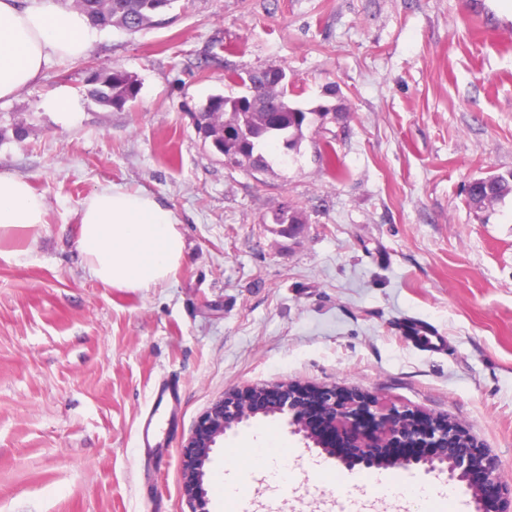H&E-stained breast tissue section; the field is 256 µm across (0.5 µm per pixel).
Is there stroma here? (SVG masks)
<instances>
[{
  "label": "stroma",
  "instance_id": "35a3bbf8",
  "mask_svg": "<svg viewBox=\"0 0 512 512\" xmlns=\"http://www.w3.org/2000/svg\"><path fill=\"white\" fill-rule=\"evenodd\" d=\"M141 83L131 109L87 95L90 67ZM284 68L312 118L270 168L228 166L192 114L242 95L229 72ZM336 95H329V88ZM64 95L75 109H50ZM331 141L345 174L323 166ZM512 171V0H176L168 24L103 29L78 61L0 100V172L46 198L21 261L0 260V512H189L180 448L226 393L289 382L351 388L467 428L512 482V199L477 210L469 183ZM145 191L185 237L176 274L108 288L77 248L99 185ZM307 219L290 238L279 205ZM414 317L450 341L402 339ZM176 384L165 445L142 456L154 386ZM270 437L288 483L260 472L226 499L217 472ZM209 512H409L404 489L359 491L280 418L218 441Z\"/></svg>",
  "mask_w": 512,
  "mask_h": 512
}]
</instances>
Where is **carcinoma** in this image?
Here are the masks:
<instances>
[{
  "mask_svg": "<svg viewBox=\"0 0 512 512\" xmlns=\"http://www.w3.org/2000/svg\"><path fill=\"white\" fill-rule=\"evenodd\" d=\"M175 0H72V6L86 13L100 28L117 27L136 32L169 22L166 15ZM286 73L279 67L234 73L233 82L248 89L240 97L212 96L198 113L197 127L227 156L239 158L238 165L265 170L269 167L261 148L280 142L296 151L304 138L307 112L294 106L284 83ZM88 94L99 105L116 110L134 101L140 84L131 74L97 67L88 79ZM327 168L342 175V163L330 143L319 151ZM482 189L471 195L473 205L483 208L512 196V172L491 173L481 181ZM273 216L290 224H304L306 218L294 206H279Z\"/></svg>",
  "mask_w": 512,
  "mask_h": 512,
  "instance_id": "carcinoma-1",
  "label": "carcinoma"
}]
</instances>
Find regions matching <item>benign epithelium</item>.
Wrapping results in <instances>:
<instances>
[{
    "label": "benign epithelium",
    "instance_id": "1",
    "mask_svg": "<svg viewBox=\"0 0 512 512\" xmlns=\"http://www.w3.org/2000/svg\"><path fill=\"white\" fill-rule=\"evenodd\" d=\"M279 416L291 433L302 436L349 471L386 465L421 466L427 474L448 473L471 489L478 512H512V485L496 472L486 449L466 429L448 419L409 409H384L361 392L302 383L255 386L227 393L198 419L181 449L182 495L190 512H206L205 465L219 438L258 416ZM430 449L399 453L383 460L376 449L398 448L408 439ZM354 448L336 451V440Z\"/></svg>",
    "mask_w": 512,
    "mask_h": 512
}]
</instances>
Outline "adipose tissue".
<instances>
[{
  "instance_id": "1",
  "label": "adipose tissue",
  "mask_w": 512,
  "mask_h": 512,
  "mask_svg": "<svg viewBox=\"0 0 512 512\" xmlns=\"http://www.w3.org/2000/svg\"><path fill=\"white\" fill-rule=\"evenodd\" d=\"M98 33L84 12L54 0H0V99L35 83L52 60L86 57ZM45 223L44 197L27 179L0 172V244L18 236L37 239ZM78 248L98 282L137 290L162 285L176 274L185 241L169 206L150 193L108 183L81 207ZM242 454L244 465L220 478L227 495L253 471L280 481L290 476L271 445H249Z\"/></svg>"
}]
</instances>
